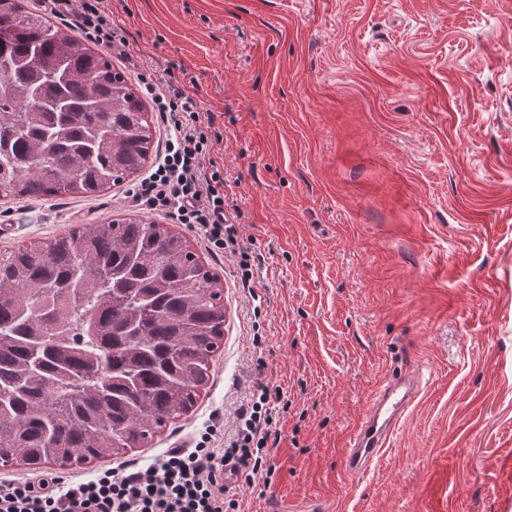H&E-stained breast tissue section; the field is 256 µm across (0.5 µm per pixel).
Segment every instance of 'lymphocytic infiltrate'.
<instances>
[{"instance_id":"obj_1","label":"lymphocytic infiltrate","mask_w":512,"mask_h":512,"mask_svg":"<svg viewBox=\"0 0 512 512\" xmlns=\"http://www.w3.org/2000/svg\"><path fill=\"white\" fill-rule=\"evenodd\" d=\"M80 27L86 36L115 44L122 35L110 17L108 0H81ZM165 124L176 133L167 141L156 169L132 192L133 201L174 209L180 223L204 230L214 253L235 249V230L224 222V194L217 175L205 172L210 143L194 99L171 81L147 82ZM268 384L236 411L238 430L228 446L216 444L214 430L192 448H174L145 467L109 469L88 480H1L0 512H225L229 490L224 466L252 476L263 467L262 451L272 436L276 406Z\"/></svg>"}]
</instances>
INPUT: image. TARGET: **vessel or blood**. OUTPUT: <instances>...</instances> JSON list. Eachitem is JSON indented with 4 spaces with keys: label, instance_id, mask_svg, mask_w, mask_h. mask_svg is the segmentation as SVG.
Listing matches in <instances>:
<instances>
[{
    "label": "vessel or blood",
    "instance_id": "b4317fda",
    "mask_svg": "<svg viewBox=\"0 0 512 512\" xmlns=\"http://www.w3.org/2000/svg\"><path fill=\"white\" fill-rule=\"evenodd\" d=\"M417 393L415 380L403 372L391 375L376 390L368 412L348 441L345 452L348 472L363 473L381 456Z\"/></svg>",
    "mask_w": 512,
    "mask_h": 512
}]
</instances>
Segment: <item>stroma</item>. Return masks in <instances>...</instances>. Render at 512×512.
<instances>
[{
    "label": "stroma",
    "instance_id": "stroma-1",
    "mask_svg": "<svg viewBox=\"0 0 512 512\" xmlns=\"http://www.w3.org/2000/svg\"><path fill=\"white\" fill-rule=\"evenodd\" d=\"M124 41L90 46L144 103L168 75L210 114L206 171L255 259L131 201L0 198V259L82 224L180 232L222 282L224 335L190 411L127 461L225 437L255 381L280 386L270 473L240 512H512V0H110ZM419 393L389 448L348 476L386 376Z\"/></svg>",
    "mask_w": 512,
    "mask_h": 512
}]
</instances>
